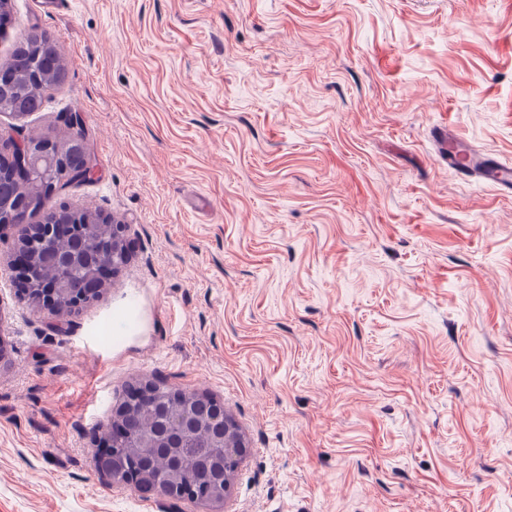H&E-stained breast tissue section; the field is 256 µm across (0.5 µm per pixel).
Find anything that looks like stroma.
<instances>
[{
  "mask_svg": "<svg viewBox=\"0 0 512 512\" xmlns=\"http://www.w3.org/2000/svg\"><path fill=\"white\" fill-rule=\"evenodd\" d=\"M60 53L16 140L95 164L53 205L128 224L53 316L0 230V512H159L92 442L130 384L223 400L249 452L224 512H512V0H10L0 59ZM35 46L36 42L30 41V36H27L12 52L8 60L15 74L25 75L32 68ZM434 141L437 157L448 169L464 180L484 181L499 192L512 190V164L500 160L493 152L478 150L458 139L448 126L438 127Z\"/></svg>",
  "mask_w": 512,
  "mask_h": 512,
  "instance_id": "35a3bbf8",
  "label": "stroma"
}]
</instances>
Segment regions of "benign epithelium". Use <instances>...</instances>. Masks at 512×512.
I'll use <instances>...</instances> for the list:
<instances>
[{
    "mask_svg": "<svg viewBox=\"0 0 512 512\" xmlns=\"http://www.w3.org/2000/svg\"><path fill=\"white\" fill-rule=\"evenodd\" d=\"M38 42L41 43L40 59L33 75L37 78L58 76L62 68L54 62L55 49L42 37ZM68 124L71 134L62 146L51 140L41 143L8 141V158L0 166V170L14 181L9 194H0V229L20 226L24 230L21 235L24 240L32 228L28 224L29 214L43 210L44 220L39 225L40 243L50 246L58 242L68 243V248L55 257L60 272L53 279L39 275V267L25 247L20 248L19 258L13 266L15 279L22 283L24 291L51 315L59 314L63 305L75 309L88 301L101 289L105 275L119 269L129 254L127 225L89 210L79 214L80 224L61 221L59 215H69L71 210L50 205L64 183L86 181L95 174L82 124L72 114L68 116ZM35 177L42 178L47 188L46 197L42 199L26 194L28 182ZM85 228L99 230V246L94 252H87L80 245ZM71 267L84 272L85 282H71L65 274ZM147 402L152 405L158 423L153 433L139 435L127 427L126 418ZM203 431L211 432L213 451L198 471L196 486L191 489L181 485L182 458L164 469H152L117 452V449L129 446L183 448ZM102 446L112 455V464H106L97 451L93 456L96 472L113 483L130 486L143 495L156 496L164 512L168 510L167 500L188 491L192 492L194 501L212 508V512H220L229 496L232 476L248 452L236 424L224 411L223 402L182 389L164 391L151 383L139 385L112 412Z\"/></svg>",
    "mask_w": 512,
    "mask_h": 512,
    "instance_id": "1",
    "label": "benign epithelium"
}]
</instances>
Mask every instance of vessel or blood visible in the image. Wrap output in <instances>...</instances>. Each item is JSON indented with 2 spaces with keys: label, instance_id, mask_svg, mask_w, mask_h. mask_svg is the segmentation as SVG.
Wrapping results in <instances>:
<instances>
[{
  "label": "vessel or blood",
  "instance_id": "vessel-or-blood-1",
  "mask_svg": "<svg viewBox=\"0 0 512 512\" xmlns=\"http://www.w3.org/2000/svg\"><path fill=\"white\" fill-rule=\"evenodd\" d=\"M437 157L462 179H477L501 192L512 191V164L494 153L479 150L458 139L448 128L436 130Z\"/></svg>",
  "mask_w": 512,
  "mask_h": 512
}]
</instances>
